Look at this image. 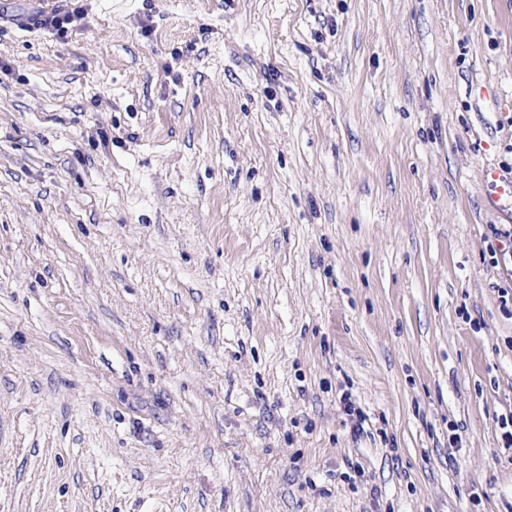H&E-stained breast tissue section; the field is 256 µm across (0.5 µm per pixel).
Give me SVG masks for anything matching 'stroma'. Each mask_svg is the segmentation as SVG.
I'll use <instances>...</instances> for the list:
<instances>
[{
    "label": "stroma",
    "mask_w": 512,
    "mask_h": 512,
    "mask_svg": "<svg viewBox=\"0 0 512 512\" xmlns=\"http://www.w3.org/2000/svg\"><path fill=\"white\" fill-rule=\"evenodd\" d=\"M81 6L0 0V512H512V0ZM80 15L79 11L55 12L43 19L36 17L33 19L32 24L49 27L57 31L58 34H66L70 26L77 21Z\"/></svg>",
    "instance_id": "35a3bbf8"
}]
</instances>
